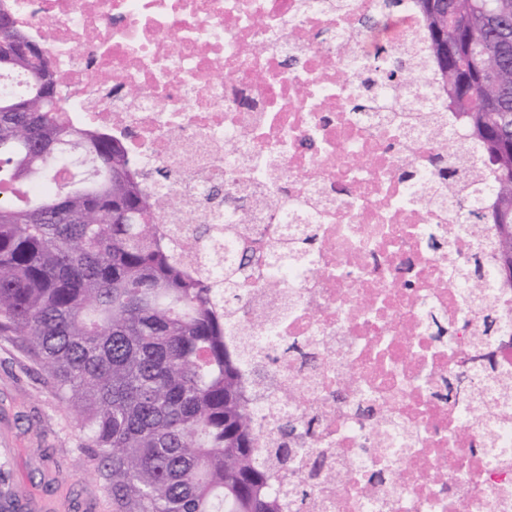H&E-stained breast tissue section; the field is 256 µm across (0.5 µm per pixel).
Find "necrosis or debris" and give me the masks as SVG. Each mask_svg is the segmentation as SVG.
Wrapping results in <instances>:
<instances>
[{
	"instance_id": "necrosis-or-debris-1",
	"label": "necrosis or debris",
	"mask_w": 512,
	"mask_h": 512,
	"mask_svg": "<svg viewBox=\"0 0 512 512\" xmlns=\"http://www.w3.org/2000/svg\"><path fill=\"white\" fill-rule=\"evenodd\" d=\"M0 8L48 46L73 124L109 130L144 170L175 172L148 188L188 270L209 263L190 224H225L228 259L246 245L258 255L225 322L228 341L254 350L243 373L258 458L279 447L284 419L312 424L311 452L271 469L274 489L311 485L309 512H512V288L466 298L451 270L477 259L492 271L493 227L429 193L436 133L456 146L468 132L427 66L412 90L352 109L360 70L420 44L413 0L392 18L384 0ZM217 185L251 195L248 237L223 207L183 206ZM459 378L470 392L454 399Z\"/></svg>"
}]
</instances>
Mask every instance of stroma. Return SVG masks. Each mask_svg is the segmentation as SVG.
I'll return each mask as SVG.
<instances>
[{
	"label": "stroma",
	"mask_w": 512,
	"mask_h": 512,
	"mask_svg": "<svg viewBox=\"0 0 512 512\" xmlns=\"http://www.w3.org/2000/svg\"><path fill=\"white\" fill-rule=\"evenodd\" d=\"M79 419L19 340L0 335V473L20 512H114Z\"/></svg>",
	"instance_id": "35a3bbf8"
}]
</instances>
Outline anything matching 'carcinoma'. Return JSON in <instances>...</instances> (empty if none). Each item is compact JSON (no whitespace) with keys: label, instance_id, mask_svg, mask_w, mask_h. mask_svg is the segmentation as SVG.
Masks as SVG:
<instances>
[{"label":"carcinoma","instance_id":"carcinoma-1","mask_svg":"<svg viewBox=\"0 0 512 512\" xmlns=\"http://www.w3.org/2000/svg\"><path fill=\"white\" fill-rule=\"evenodd\" d=\"M415 2L436 90L468 129L492 186L491 204L470 207L466 220L494 225L493 278L512 286L500 251L503 225H512V169L499 162L512 148V0ZM443 12L465 24L448 36L463 69L450 67L435 37ZM486 56L497 58L495 69H486ZM410 71L404 55L377 59L354 108L376 105L385 86L411 85ZM487 88L486 111H474L470 91ZM32 106L0 112V335L26 344L79 415L115 512H281L254 448L255 406L241 395L251 350L224 341V307L240 300L248 250L238 261L222 258L218 228L199 224L196 241L212 245L216 270L189 274L153 223L157 203L146 187L148 177L165 182L170 171H138L121 141L70 124L60 102L34 97ZM81 139L93 155L63 184L56 172L65 143ZM114 169L130 178L112 181ZM37 180L54 181L42 199L25 192ZM118 206L124 224L113 223ZM457 274L478 300L479 263ZM278 433L297 451L301 423H282Z\"/></svg>","mask_w":512,"mask_h":512}]
</instances>
